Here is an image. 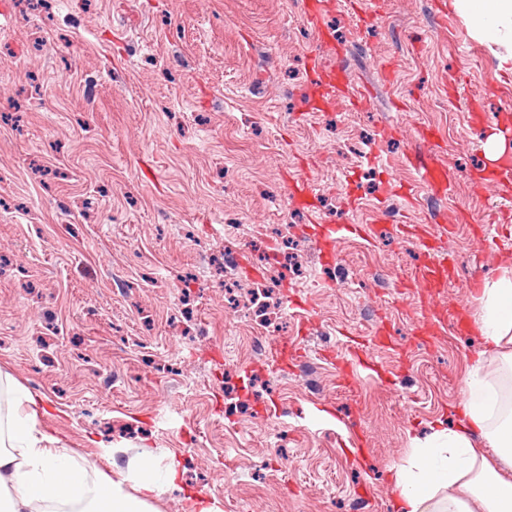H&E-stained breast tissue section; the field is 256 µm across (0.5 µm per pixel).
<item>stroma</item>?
<instances>
[{"label": "stroma", "mask_w": 512, "mask_h": 512, "mask_svg": "<svg viewBox=\"0 0 512 512\" xmlns=\"http://www.w3.org/2000/svg\"><path fill=\"white\" fill-rule=\"evenodd\" d=\"M304 0H0V370L50 406L40 426L89 475L142 451L178 458L159 512H393L411 436L450 421L484 349L473 285L512 258V195L478 184L491 125L512 133V66L448 0H342L309 30ZM369 101H313L308 57ZM379 143V158L368 154ZM438 144L449 192L417 191ZM362 225L366 234L349 233ZM403 224L427 226L458 275L420 291ZM273 315L231 307L225 247ZM462 319L421 336L427 308ZM381 336L377 372L337 381ZM298 353L276 371L252 347ZM118 449L103 456L96 441Z\"/></svg>", "instance_id": "obj_1"}]
</instances>
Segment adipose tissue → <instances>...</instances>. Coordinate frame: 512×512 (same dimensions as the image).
<instances>
[{
    "instance_id": "1",
    "label": "adipose tissue",
    "mask_w": 512,
    "mask_h": 512,
    "mask_svg": "<svg viewBox=\"0 0 512 512\" xmlns=\"http://www.w3.org/2000/svg\"><path fill=\"white\" fill-rule=\"evenodd\" d=\"M473 37L487 43L500 64H512V0H450ZM475 325L487 348L453 407L456 425L410 440L394 467L395 512H512V411L503 405V381L512 373V263L486 283ZM39 399L10 376L0 377V512H155L163 488L175 487L179 461L156 467L140 454L130 482L85 468L37 427ZM480 435L497 448L489 460L474 447Z\"/></svg>"
}]
</instances>
